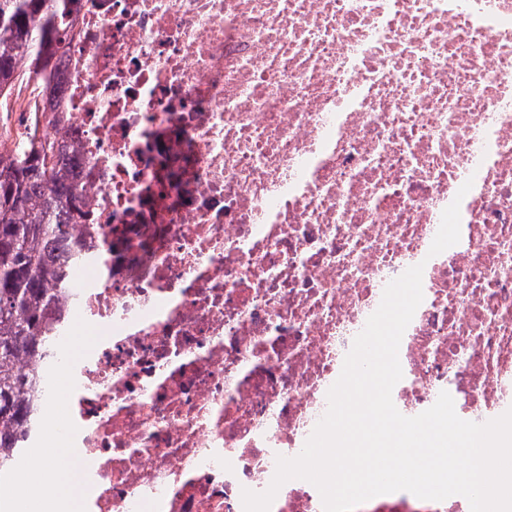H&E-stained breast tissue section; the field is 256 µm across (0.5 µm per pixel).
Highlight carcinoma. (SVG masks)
Wrapping results in <instances>:
<instances>
[{
	"mask_svg": "<svg viewBox=\"0 0 512 512\" xmlns=\"http://www.w3.org/2000/svg\"><path fill=\"white\" fill-rule=\"evenodd\" d=\"M71 0H0V105L17 83L54 70L68 40ZM74 156L34 139L0 150V480L8 477L36 414L44 381L21 361L52 345L72 268L86 244L88 202Z\"/></svg>",
	"mask_w": 512,
	"mask_h": 512,
	"instance_id": "obj_1",
	"label": "carcinoma"
}]
</instances>
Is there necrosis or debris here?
Instances as JSON below:
<instances>
[{
    "label": "necrosis or debris",
    "mask_w": 512,
    "mask_h": 512,
    "mask_svg": "<svg viewBox=\"0 0 512 512\" xmlns=\"http://www.w3.org/2000/svg\"><path fill=\"white\" fill-rule=\"evenodd\" d=\"M72 25L56 109L94 221L55 347L21 368L70 372L69 416L47 388L27 445L67 435L82 512H244L417 264L396 408H512V0H75ZM455 200L460 240L430 255ZM270 512L324 510L293 479Z\"/></svg>",
    "instance_id": "necrosis-or-debris-1"
}]
</instances>
